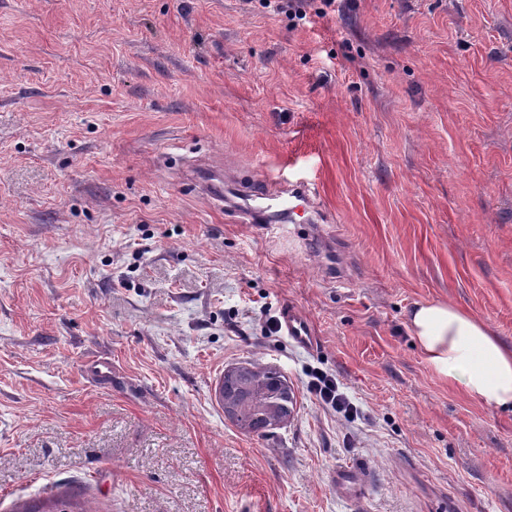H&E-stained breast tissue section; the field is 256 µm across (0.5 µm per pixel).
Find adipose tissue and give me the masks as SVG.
I'll list each match as a JSON object with an SVG mask.
<instances>
[{
	"instance_id": "obj_1",
	"label": "adipose tissue",
	"mask_w": 512,
	"mask_h": 512,
	"mask_svg": "<svg viewBox=\"0 0 512 512\" xmlns=\"http://www.w3.org/2000/svg\"><path fill=\"white\" fill-rule=\"evenodd\" d=\"M407 322L433 374L482 404L512 411V349L484 321L431 301L415 304Z\"/></svg>"
}]
</instances>
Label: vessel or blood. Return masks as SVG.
I'll return each mask as SVG.
<instances>
[{"instance_id": "b4317fda", "label": "vessel or blood", "mask_w": 512, "mask_h": 512, "mask_svg": "<svg viewBox=\"0 0 512 512\" xmlns=\"http://www.w3.org/2000/svg\"><path fill=\"white\" fill-rule=\"evenodd\" d=\"M237 198L235 209L249 224L268 223L267 211L271 208L282 214L284 222L292 224L300 218L311 224L317 217L311 187L305 182L292 184L287 191L280 193L252 184L238 190ZM279 322L283 334L295 345L307 350L316 346L317 338L311 322L295 306L283 305Z\"/></svg>"}]
</instances>
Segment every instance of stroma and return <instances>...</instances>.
<instances>
[{
    "label": "stroma",
    "instance_id": "obj_1",
    "mask_svg": "<svg viewBox=\"0 0 512 512\" xmlns=\"http://www.w3.org/2000/svg\"><path fill=\"white\" fill-rule=\"evenodd\" d=\"M320 6L0 0V512H512V413L406 323L442 300L512 348V0ZM206 176L310 182L325 220L242 223ZM286 304L316 349L267 334ZM243 361L295 391L272 436L214 399ZM308 391L322 404L332 408L345 418L357 416V406L341 390L336 378L324 372H315L307 384Z\"/></svg>",
    "mask_w": 512,
    "mask_h": 512
}]
</instances>
